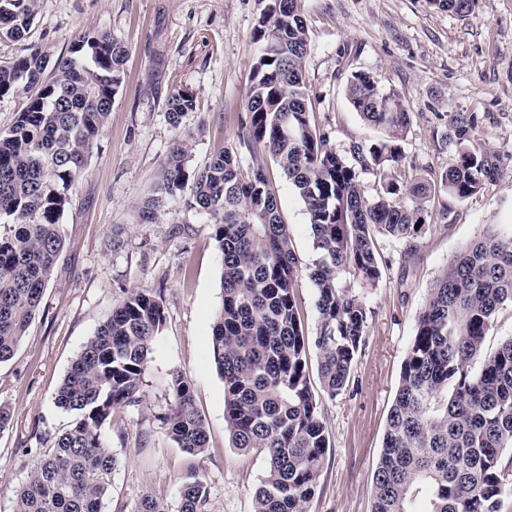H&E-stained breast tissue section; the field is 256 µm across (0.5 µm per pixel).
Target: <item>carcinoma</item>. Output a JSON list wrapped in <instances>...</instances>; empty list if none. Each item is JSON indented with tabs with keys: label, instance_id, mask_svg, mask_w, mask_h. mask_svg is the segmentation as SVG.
<instances>
[{
	"label": "carcinoma",
	"instance_id": "obj_1",
	"mask_svg": "<svg viewBox=\"0 0 512 512\" xmlns=\"http://www.w3.org/2000/svg\"><path fill=\"white\" fill-rule=\"evenodd\" d=\"M254 40L239 142L250 153L244 172L226 148L202 167L188 166L178 136L163 160L156 195L138 209L151 222L168 198L213 221L223 257L222 305L212 327L214 362L224 380V421L234 447L266 452L254 512H307L330 440L308 375V348L318 351L324 392L344 389L363 342L367 307L346 276L374 288L382 276L375 246L384 235L415 238L434 190L456 202L477 196L503 176V157L479 142L472 113L448 118V162L434 179L397 174L410 131L408 107L365 71L352 73V109L382 132L351 157L328 147L310 121L305 66L309 30L303 0H269ZM464 14L473 0H427ZM37 0H0V41L29 33ZM128 49L108 32L84 35L45 76L48 52L33 46L0 61V98H26L13 125L0 132V363L10 360L42 301L64 242L60 220L68 190L86 169L124 79ZM196 110L181 90L167 101L173 128ZM269 154L303 202L318 257L308 277L317 290L318 328L304 335L296 304L301 270L279 200L266 174ZM378 176L366 195L360 171ZM512 307V235L489 233L461 251L436 278L402 363L373 481L372 512H503L512 461V337L489 354L483 345L498 313ZM165 321L162 297L133 288L87 337L53 400L72 415L69 428L34 464L16 490L13 512H105L117 460L103 430L113 414L138 401L154 337ZM482 359L479 368L473 360ZM163 417L173 441L199 455L208 448L205 419L190 381L172 374ZM203 478L183 483L176 505L161 493L141 497L131 512H206Z\"/></svg>",
	"mask_w": 512,
	"mask_h": 512
}]
</instances>
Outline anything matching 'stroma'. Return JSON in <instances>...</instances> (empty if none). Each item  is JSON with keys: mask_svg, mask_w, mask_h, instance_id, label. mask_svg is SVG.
<instances>
[{"mask_svg": "<svg viewBox=\"0 0 512 512\" xmlns=\"http://www.w3.org/2000/svg\"><path fill=\"white\" fill-rule=\"evenodd\" d=\"M267 0H38L30 33L0 43V60L31 46L68 55L79 35L106 31L129 48L125 82L85 172L70 189L60 228L65 241L26 337L0 363V404L14 422L0 433V512H13L14 493L40 453L72 421L53 395L88 336L134 288L164 298L165 323L153 343L138 403L114 413L104 436L117 459L105 512H130L142 495L175 501L189 477H202L209 512H254L265 473L260 449L234 448L224 423V382L213 359L212 325L222 304V254L211 219L167 201L157 220L136 210L161 179L175 135L189 144V164L237 149L244 94L259 52L252 33ZM310 47L306 85L311 124L336 153L381 137L351 108V73L363 70L398 93L412 112L400 173L440 170L441 141L453 112L476 114L482 138L506 160V173L466 202L436 193L423 232L414 240L378 236L382 271L366 290L368 319L345 389L323 391L317 354H310L311 392L330 438L308 512H371L373 476L399 385L402 362L437 276L487 228L512 231V0H476L465 14L439 11L427 0H305ZM197 108L179 127L167 117L176 90ZM267 171L301 269L317 254L309 218L275 163ZM190 381L209 442L191 455L172 440L163 417L171 376Z\"/></svg>", "mask_w": 512, "mask_h": 512, "instance_id": "1", "label": "stroma"}]
</instances>
